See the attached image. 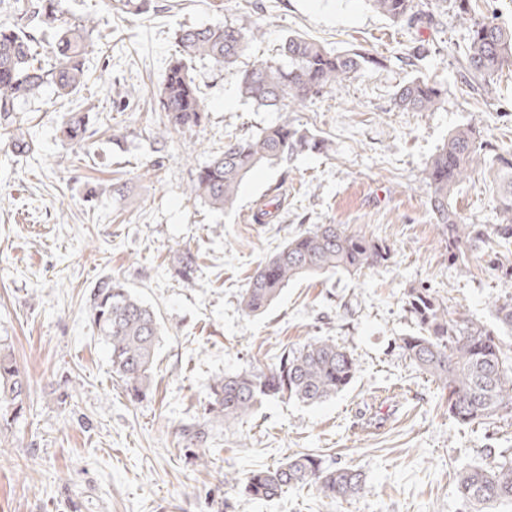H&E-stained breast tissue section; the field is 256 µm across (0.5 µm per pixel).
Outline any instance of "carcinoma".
<instances>
[{
	"instance_id": "carcinoma-1",
	"label": "carcinoma",
	"mask_w": 512,
	"mask_h": 512,
	"mask_svg": "<svg viewBox=\"0 0 512 512\" xmlns=\"http://www.w3.org/2000/svg\"><path fill=\"white\" fill-rule=\"evenodd\" d=\"M376 12L396 24L427 23L434 19L418 0H365ZM61 0H28L12 22L0 23V129L18 151L30 147L17 116L18 101L50 86L59 97L75 93L85 82V59L90 42L88 24L54 25ZM53 30L52 62L41 63V41L35 32ZM256 32L231 23L180 30L179 54L171 59L160 84L156 111L164 129L192 131L206 119L205 106L190 75V64L207 59L232 68L248 49ZM377 60L362 52L336 53L298 36L282 44L280 59H257L239 79L241 96L259 107L285 101L304 103L345 81ZM512 66V26L481 16L473 20L462 67L469 85L490 98L496 93L504 68ZM442 83L417 78L395 94L402 111L428 112L444 101ZM89 125L86 112H71L62 133L71 142L84 140ZM324 141L288 120L266 127L250 137L230 140L224 151L196 169L190 193L215 209L237 204L243 180L256 167L320 151ZM487 169L496 185L492 223L472 224L453 203L455 190L477 169ZM427 207L448 246V256L468 273V257H489L486 269L512 278V150L488 140L480 127H458L445 139L424 170ZM392 249L382 241L352 233L341 224H315L261 265L242 296L249 314L262 313L279 297L288 282L300 275L340 270L361 274L387 267ZM176 272L189 277L195 256L179 250L173 257ZM405 310L419 327L402 338L405 355L448 391V412L469 424L512 416V357L501 347L500 332H512V298L493 305L492 324L474 321L448 306L426 288H411ZM89 319L110 350L112 372L126 395L138 401L150 391L160 324L155 312L109 277L91 292ZM352 356L330 339L313 337L301 348L284 351L276 363L257 373L218 375L209 386L204 414L231 424L250 415L266 399L288 398L314 404L333 398L353 381ZM30 379L17 364L10 347L0 344V431L19 418L29 397ZM224 482L249 496L271 500L284 489L313 485L322 498L336 502L363 490L365 475L349 467H329L313 454H299L275 467L244 476H226ZM456 492L465 512H483L495 505H512V459L504 457L461 471Z\"/></svg>"
}]
</instances>
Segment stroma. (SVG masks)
Wrapping results in <instances>:
<instances>
[{
  "label": "stroma",
  "mask_w": 512,
  "mask_h": 512,
  "mask_svg": "<svg viewBox=\"0 0 512 512\" xmlns=\"http://www.w3.org/2000/svg\"><path fill=\"white\" fill-rule=\"evenodd\" d=\"M430 3L429 28L392 23L366 0H147L123 10L62 0V22L95 21L89 81L66 98L46 88L19 101L30 152L0 134V339L31 381L21 417L0 432V512H461L458 473L512 455V417L459 423L401 348L418 331L404 310L411 288L427 286L484 323L495 301L512 297V280L449 260L423 182L457 127L475 124L512 148V68L496 98L474 93L461 67L471 20L444 0ZM227 21L257 30L256 40L235 68L195 61L207 119L158 138L155 92L178 30ZM291 34L380 63L302 104L245 101L241 70L275 57ZM425 76L447 87L445 104L396 109L398 86ZM119 94L128 102L121 112L112 107ZM70 112L92 117L79 145L59 132ZM285 119L320 136L325 150L255 168L234 210L190 196L196 167L225 142ZM494 192L478 172L454 203L485 224ZM270 202L275 219L255 221ZM315 224L384 240L394 258L356 276L294 278L267 311L246 314L242 294L257 266ZM183 248L196 257L188 279L171 261ZM107 276L161 324L152 389L138 402L124 395L89 324L90 293ZM311 336L354 358L356 376L335 398L270 400L232 424L205 415L215 376L267 368ZM197 428L204 438H193ZM299 453L363 471L364 491L330 504L304 486L263 501L224 482Z\"/></svg>",
  "instance_id": "1"
}]
</instances>
